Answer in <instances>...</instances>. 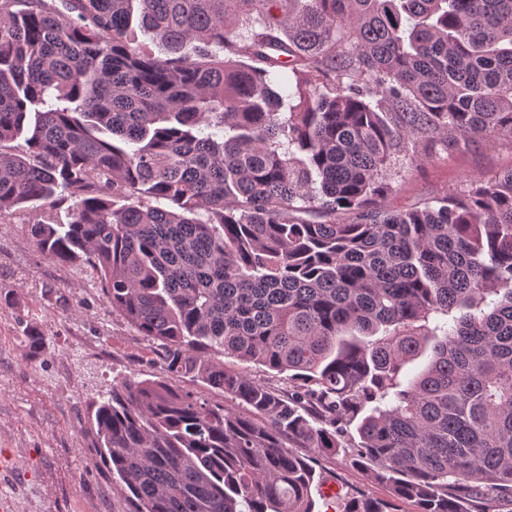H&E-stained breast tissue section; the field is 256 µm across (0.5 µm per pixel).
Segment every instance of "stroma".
Instances as JSON below:
<instances>
[{"instance_id": "35a3bbf8", "label": "stroma", "mask_w": 512, "mask_h": 512, "mask_svg": "<svg viewBox=\"0 0 512 512\" xmlns=\"http://www.w3.org/2000/svg\"><path fill=\"white\" fill-rule=\"evenodd\" d=\"M512 169V147L486 141L463 154H441L409 170L385 203L394 209L459 191L471 179ZM29 286H21V278ZM40 329L43 354L27 356L24 326ZM156 345L108 312L94 270L36 251L19 222H0V497L12 512H133L104 463L90 421L91 403L113 379H166ZM313 493L328 482L344 492L390 496L387 485L344 465L315 462Z\"/></svg>"}]
</instances>
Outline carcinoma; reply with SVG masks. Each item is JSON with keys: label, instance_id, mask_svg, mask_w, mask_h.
I'll use <instances>...</instances> for the list:
<instances>
[{"label": "carcinoma", "instance_id": "carcinoma-1", "mask_svg": "<svg viewBox=\"0 0 512 512\" xmlns=\"http://www.w3.org/2000/svg\"><path fill=\"white\" fill-rule=\"evenodd\" d=\"M60 2L0 0V221L237 403L112 381L91 427L133 512H317L314 457L340 453L392 493L340 512L512 502V168L381 204L442 151L512 147V0ZM218 358L223 360L228 368L242 372L252 379L269 383L279 389H288V373L277 374L276 372L269 371L263 366L240 361L230 356H218Z\"/></svg>", "mask_w": 512, "mask_h": 512}]
</instances>
